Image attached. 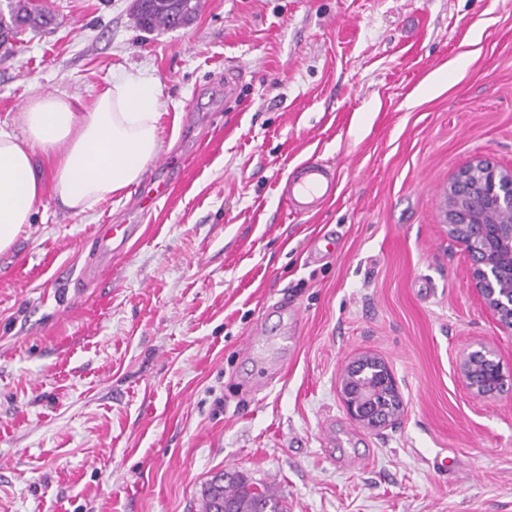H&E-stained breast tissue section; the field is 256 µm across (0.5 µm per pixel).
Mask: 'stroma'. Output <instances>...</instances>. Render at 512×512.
I'll list each match as a JSON object with an SVG mask.
<instances>
[{"label": "stroma", "instance_id": "1", "mask_svg": "<svg viewBox=\"0 0 512 512\" xmlns=\"http://www.w3.org/2000/svg\"><path fill=\"white\" fill-rule=\"evenodd\" d=\"M49 6L0 47V127L135 74L161 88L162 149L87 212L44 194L0 253V512H201L222 470L283 512H512V394L458 370L478 343L512 370V331L442 216L465 163L512 168V0H201L153 32L135 0ZM311 157L336 194L296 215L281 186ZM363 354L404 397L381 431L338 391ZM140 229L136 224H101L97 229L96 257L107 258L122 251Z\"/></svg>", "mask_w": 512, "mask_h": 512}]
</instances>
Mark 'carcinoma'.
Here are the masks:
<instances>
[{
	"label": "carcinoma",
	"mask_w": 512,
	"mask_h": 512,
	"mask_svg": "<svg viewBox=\"0 0 512 512\" xmlns=\"http://www.w3.org/2000/svg\"><path fill=\"white\" fill-rule=\"evenodd\" d=\"M9 18L0 15V46L5 45L26 29L47 28L53 23L49 9L37 8L23 0L8 4ZM196 0H138L136 25L147 30L169 29L174 24H186L196 14ZM257 483L242 474L229 478L215 474L203 491V512H260L269 508L279 512L278 502L266 488L254 493Z\"/></svg>",
	"instance_id": "cac0c4a2"
}]
</instances>
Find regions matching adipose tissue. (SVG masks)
Returning a JSON list of instances; mask_svg holds the SVG:
<instances>
[{
	"mask_svg": "<svg viewBox=\"0 0 512 512\" xmlns=\"http://www.w3.org/2000/svg\"><path fill=\"white\" fill-rule=\"evenodd\" d=\"M159 107V85L132 74L87 105L65 94L28 99L20 132L0 128V252L32 224L44 191L79 214L139 183L162 147Z\"/></svg>",
	"mask_w": 512,
	"mask_h": 512,
	"instance_id": "adipose-tissue-1",
	"label": "adipose tissue"
}]
</instances>
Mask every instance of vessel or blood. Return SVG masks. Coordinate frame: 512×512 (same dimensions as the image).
<instances>
[{
    "label": "vessel or blood",
    "mask_w": 512,
    "mask_h": 512,
    "mask_svg": "<svg viewBox=\"0 0 512 512\" xmlns=\"http://www.w3.org/2000/svg\"><path fill=\"white\" fill-rule=\"evenodd\" d=\"M336 173L322 162L307 159L299 163L295 173L286 178L282 194L291 211L309 214L320 210L335 196ZM135 224H102L97 229L96 255L107 258L122 251L136 235Z\"/></svg>",
    "instance_id": "1"
}]
</instances>
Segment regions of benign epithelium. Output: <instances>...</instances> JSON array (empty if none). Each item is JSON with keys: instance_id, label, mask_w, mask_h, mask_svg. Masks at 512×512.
<instances>
[{"instance_id": "7a95c632", "label": "benign epithelium", "mask_w": 512, "mask_h": 512, "mask_svg": "<svg viewBox=\"0 0 512 512\" xmlns=\"http://www.w3.org/2000/svg\"><path fill=\"white\" fill-rule=\"evenodd\" d=\"M444 222L449 237L471 257L469 278L498 324L512 330V291L499 292L496 283L512 275V169L477 157L460 167L445 192ZM459 369L468 388L479 397L512 391V372L485 345L465 351ZM347 414L378 431L393 424L404 409L399 384L379 357L349 362L339 378Z\"/></svg>"}]
</instances>
